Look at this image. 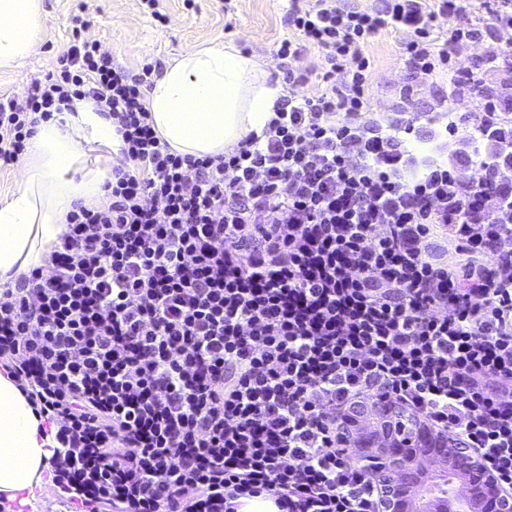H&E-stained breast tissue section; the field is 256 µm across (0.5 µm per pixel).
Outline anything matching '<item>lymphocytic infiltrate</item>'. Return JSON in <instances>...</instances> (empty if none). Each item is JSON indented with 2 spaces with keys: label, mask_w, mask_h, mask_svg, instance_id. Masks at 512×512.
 Listing matches in <instances>:
<instances>
[{
  "label": "lymphocytic infiltrate",
  "mask_w": 512,
  "mask_h": 512,
  "mask_svg": "<svg viewBox=\"0 0 512 512\" xmlns=\"http://www.w3.org/2000/svg\"><path fill=\"white\" fill-rule=\"evenodd\" d=\"M441 17L455 25L440 41ZM72 22L24 102L0 95V169L86 99L122 140L105 203L76 205L46 268L0 287V369L53 429L72 512H237L261 495L382 512L337 423L381 396L512 490V181H462L409 149L414 121L367 119L363 51L407 31L409 69L447 75L488 128L512 112V95L483 93L496 48L464 71L452 59L463 41L511 44L512 0H291L295 36L272 55L318 48L325 85L304 93L308 72L285 69L262 133L213 157L155 133L154 65L114 66Z\"/></svg>",
  "instance_id": "lymphocytic-infiltrate-1"
}]
</instances>
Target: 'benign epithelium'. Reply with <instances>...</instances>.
<instances>
[{
	"mask_svg": "<svg viewBox=\"0 0 512 512\" xmlns=\"http://www.w3.org/2000/svg\"><path fill=\"white\" fill-rule=\"evenodd\" d=\"M372 425L352 432L359 448H380L363 456L371 475L379 482L384 512H512V494L484 460L452 434L432 431L408 418L387 397L374 400ZM450 459L451 466L471 475L470 494L456 508L441 500L433 509L417 506L419 470L433 457Z\"/></svg>",
	"mask_w": 512,
	"mask_h": 512,
	"instance_id": "benign-epithelium-1",
	"label": "benign epithelium"
}]
</instances>
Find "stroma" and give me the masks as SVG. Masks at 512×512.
<instances>
[{
  "mask_svg": "<svg viewBox=\"0 0 512 512\" xmlns=\"http://www.w3.org/2000/svg\"><path fill=\"white\" fill-rule=\"evenodd\" d=\"M288 5V0H158L152 10L144 0H42L40 45L22 66L0 67V94L23 99L30 82L54 68L71 39V18L77 12L87 22L86 36L127 71L147 62L161 69L188 47L232 41L279 77L283 71L272 50L290 35ZM407 39L405 32L387 31L365 48L372 60V118L385 126L402 112H450L458 126L471 124L470 110L457 105L446 76L415 78L413 96L401 98L400 89L408 82L402 55Z\"/></svg>",
  "mask_w": 512,
  "mask_h": 512,
  "instance_id": "obj_1",
  "label": "stroma"
}]
</instances>
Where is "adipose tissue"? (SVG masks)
Returning a JSON list of instances; mask_svg holds the SVG:
<instances>
[{"mask_svg":"<svg viewBox=\"0 0 512 512\" xmlns=\"http://www.w3.org/2000/svg\"><path fill=\"white\" fill-rule=\"evenodd\" d=\"M41 0H0V66H16L35 53ZM283 95L265 62L224 42L191 47L169 62L146 93L156 134L176 153L202 157L234 149L262 131ZM118 152L110 120L81 102L63 120L40 123L29 141V160L18 189L0 199V285L45 266L74 204L104 202L108 171L84 164L86 144ZM51 440L13 377L0 373V495L40 483L50 469Z\"/></svg>","mask_w":512,"mask_h":512,"instance_id":"1","label":"adipose tissue"}]
</instances>
